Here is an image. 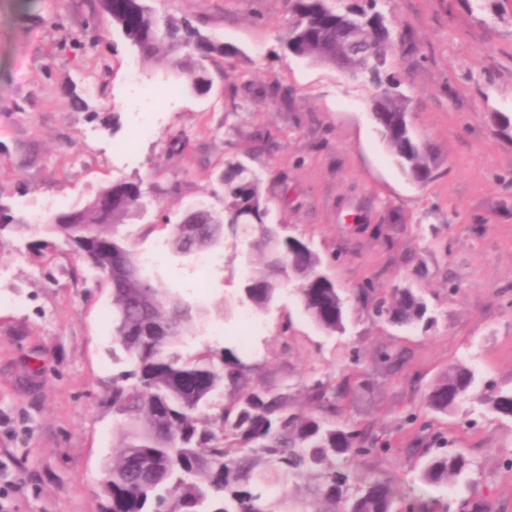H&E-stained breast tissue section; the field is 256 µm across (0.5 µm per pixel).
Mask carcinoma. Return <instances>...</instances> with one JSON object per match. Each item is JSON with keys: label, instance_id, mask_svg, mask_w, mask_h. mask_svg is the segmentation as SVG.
<instances>
[{"label": "carcinoma", "instance_id": "cac0c4a2", "mask_svg": "<svg viewBox=\"0 0 512 512\" xmlns=\"http://www.w3.org/2000/svg\"><path fill=\"white\" fill-rule=\"evenodd\" d=\"M119 34L142 59L159 61L197 95L212 87L209 63L237 54L215 37L198 38L189 20L158 17L145 0H96ZM357 10L371 18L366 40L371 56L347 55L343 28L351 13L329 0H297L285 51L319 64L361 71L377 85L372 111L380 133L401 168L416 182L431 181L436 171L432 148L417 139L407 121L404 95L383 67L396 47L391 24L369 0ZM224 212L197 208L189 224L172 226L169 249L194 257L220 244L224 226L254 228L249 259L258 267L248 277L246 306L258 313L278 296L273 288L278 251L288 261L290 280L298 285L301 305L324 332L345 328L344 301L336 284L321 274L320 256L298 238L288 239L264 217L261 182L245 165L228 160L222 175ZM140 200L133 182L112 184V211L89 205L52 213L73 224L44 223L36 231L66 237L88 256L86 264L112 276L115 347L112 359L124 368L112 376V410L118 416L112 447L118 452L105 465L112 476L101 512H396L401 493L390 474L361 473L355 461L387 449V444L336 422L338 401L356 393L348 380L317 381L306 389L318 416L294 411L290 396L272 386L251 383L247 366L229 349L210 346L185 351L209 311L156 287L120 235ZM126 257L98 251L102 241ZM390 323L428 329L434 323L423 299L411 288H398L374 304ZM476 388V373L456 364L426 395L441 413L458 409ZM227 402L216 403L222 395ZM478 402L512 418V389ZM410 453L423 458L420 481L453 494H468L461 506L489 512L469 501L477 489L476 463L464 454L425 445Z\"/></svg>", "mask_w": 512, "mask_h": 512}]
</instances>
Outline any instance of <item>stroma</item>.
I'll return each mask as SVG.
<instances>
[{
    "label": "stroma",
    "instance_id": "35a3bbf8",
    "mask_svg": "<svg viewBox=\"0 0 512 512\" xmlns=\"http://www.w3.org/2000/svg\"><path fill=\"white\" fill-rule=\"evenodd\" d=\"M92 3L0 0V204L15 217L0 229V461L20 486L11 512H100L118 371L112 288L63 239L40 246L19 220L23 203L59 197L72 208L119 180L138 183L147 203L122 227L138 256L157 253L146 274L209 311L190 351L235 350L255 383L307 415V386L356 372L371 390L341 400L340 418L391 445L361 466L462 512L458 497L420 482L412 454L442 432L476 461L477 499L512 512V418L425 405L454 364L475 370L478 393L512 387V129L494 121L512 116V0L380 4L403 36L388 67L403 79L410 127L437 152L425 184L386 148L368 78L286 56V0H148L239 50L212 65L207 95L173 97V75L124 42L92 45L112 28ZM246 83L284 89L288 101L255 103ZM74 92L89 111L72 109ZM144 123L155 138H137ZM229 159L260 179L270 222L308 243L344 290V332L324 333L284 293L246 335L240 240L225 236L203 269L165 249L189 206L223 210L217 177ZM407 285L426 300L430 329L375 317L360 293ZM385 351L400 355L397 367L380 364Z\"/></svg>",
    "mask_w": 512,
    "mask_h": 512
}]
</instances>
